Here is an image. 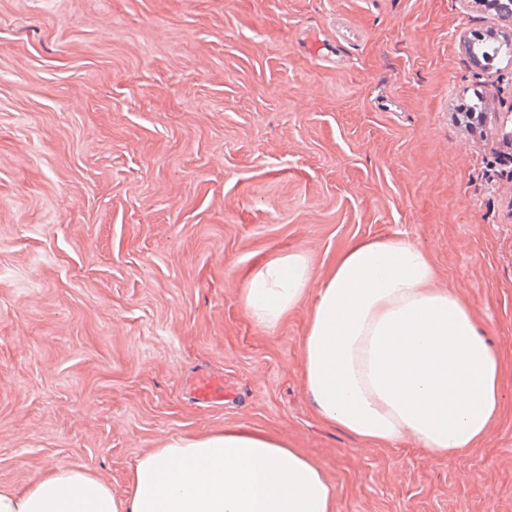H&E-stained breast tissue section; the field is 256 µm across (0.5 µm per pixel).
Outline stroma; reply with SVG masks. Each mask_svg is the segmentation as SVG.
Wrapping results in <instances>:
<instances>
[{
    "label": "stroma",
    "instance_id": "stroma-1",
    "mask_svg": "<svg viewBox=\"0 0 512 512\" xmlns=\"http://www.w3.org/2000/svg\"><path fill=\"white\" fill-rule=\"evenodd\" d=\"M458 0H0V482L85 465L115 493L148 449L241 425L337 486L336 512H512V151L465 129L512 67L459 46L500 27ZM427 248L500 363L478 450L372 448L314 415L300 343L245 312L254 266L321 282L361 238ZM223 375V403L190 395Z\"/></svg>",
    "mask_w": 512,
    "mask_h": 512
}]
</instances>
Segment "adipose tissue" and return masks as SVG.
Returning a JSON list of instances; mask_svg holds the SVG:
<instances>
[{"label":"adipose tissue","instance_id":"obj_1","mask_svg":"<svg viewBox=\"0 0 512 512\" xmlns=\"http://www.w3.org/2000/svg\"><path fill=\"white\" fill-rule=\"evenodd\" d=\"M411 240L358 239L314 283L300 251L249 275L245 310L264 330L301 304L302 378L321 421L375 448L410 439L450 459L485 439L499 409L497 356ZM0 512H336V487L285 440L237 426L153 449L123 495L90 467L59 466L25 489L0 483Z\"/></svg>","mask_w":512,"mask_h":512}]
</instances>
